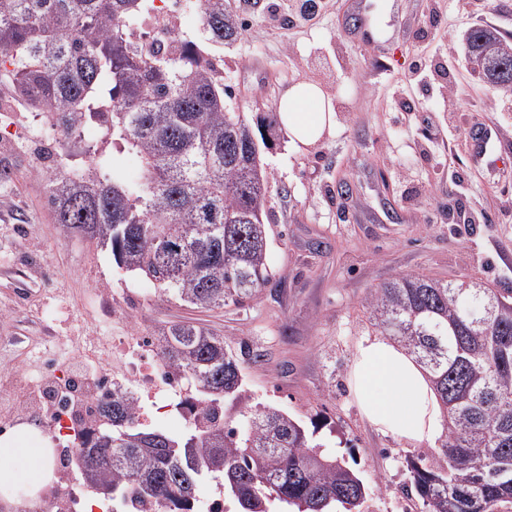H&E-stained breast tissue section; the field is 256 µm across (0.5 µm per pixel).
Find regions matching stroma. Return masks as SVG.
Wrapping results in <instances>:
<instances>
[{
  "instance_id": "obj_1",
  "label": "stroma",
  "mask_w": 512,
  "mask_h": 512,
  "mask_svg": "<svg viewBox=\"0 0 512 512\" xmlns=\"http://www.w3.org/2000/svg\"><path fill=\"white\" fill-rule=\"evenodd\" d=\"M241 36L208 43L196 0L178 10V38L203 43L231 93L259 121L295 83L319 85L337 108L331 135L294 149L286 134L261 146L272 177L267 201L270 286L248 306L208 313L166 301L116 267L109 251L64 235L32 171L37 144L0 134V366L25 378L70 367L78 348L110 349L131 332L199 319L241 358L244 385L226 414L274 404L314 428L313 442L363 481V512H423L409 494L406 460L437 443L406 445L376 432L350 391L358 343L376 335L372 289L403 273L481 281L512 293V101L482 81L462 35L465 0H392L399 19L382 43L353 39L354 0H226ZM461 86L460 111L448 109ZM499 131V169L473 160L468 130ZM127 305L132 316L118 314Z\"/></svg>"
}]
</instances>
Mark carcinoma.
<instances>
[{"label":"carcinoma","mask_w":512,"mask_h":512,"mask_svg":"<svg viewBox=\"0 0 512 512\" xmlns=\"http://www.w3.org/2000/svg\"><path fill=\"white\" fill-rule=\"evenodd\" d=\"M150 0H0V88L45 119L62 145L86 161L76 178L40 175L55 223L67 235L109 247L117 267L150 282L169 302L210 311L243 306L273 280L266 202L272 188L253 130L226 107L224 82L191 40L179 56L130 41L129 27ZM209 40L237 38L241 27L225 0H198ZM472 55L484 82L512 92V47L482 25ZM104 119L106 138L127 152L137 177L113 170L78 127ZM501 310L500 321L474 324L475 297ZM369 318L413 355L438 394L446 430L433 458L407 459L410 491L424 512H498L512 504V298L481 284L463 287L404 273L370 292ZM162 365L190 375L208 415L202 428L175 437L134 423L133 398L112 395L100 411L102 436L72 452L84 481L122 499L197 497L206 477L224 480L236 512H361L364 486L345 461L324 453L305 427L276 406L242 412L240 435L213 405L239 397L243 375L224 337L191 321L157 336ZM97 463L88 474L89 463Z\"/></svg>","instance_id":"cac0c4a2"}]
</instances>
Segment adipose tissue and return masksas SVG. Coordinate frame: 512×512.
<instances>
[{"instance_id": "obj_1", "label": "adipose tissue", "mask_w": 512, "mask_h": 512, "mask_svg": "<svg viewBox=\"0 0 512 512\" xmlns=\"http://www.w3.org/2000/svg\"><path fill=\"white\" fill-rule=\"evenodd\" d=\"M278 119L295 147H309L331 132L336 116L317 85L301 81L281 99ZM350 389L365 419L382 434L405 443L433 442L443 433V414L422 366L402 347L384 337L359 343ZM29 458V466L12 467ZM52 451L41 435L25 425L0 433V500L16 504L18 491L33 495L51 477Z\"/></svg>"}]
</instances>
